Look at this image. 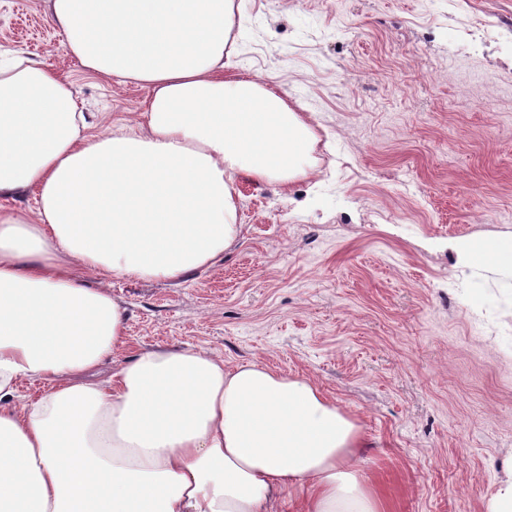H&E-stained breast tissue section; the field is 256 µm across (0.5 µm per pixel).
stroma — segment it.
Masks as SVG:
<instances>
[{"label":"stroma","mask_w":512,"mask_h":512,"mask_svg":"<svg viewBox=\"0 0 512 512\" xmlns=\"http://www.w3.org/2000/svg\"><path fill=\"white\" fill-rule=\"evenodd\" d=\"M233 61L310 119L307 176L236 182L241 234L180 282L110 283L120 365L202 348L311 378L361 430L386 512H489L512 475V0H234ZM48 0H0V51L86 111L146 87L86 71ZM461 248L473 264H510L512 266V247L503 250L492 242L480 241L464 244Z\"/></svg>","instance_id":"obj_1"}]
</instances>
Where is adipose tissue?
<instances>
[{
    "mask_svg": "<svg viewBox=\"0 0 512 512\" xmlns=\"http://www.w3.org/2000/svg\"><path fill=\"white\" fill-rule=\"evenodd\" d=\"M63 48L150 91L91 123L41 63L0 64V512H383L358 425L307 376L126 337L107 281L214 266L241 226L235 183L306 176L312 125L229 73L234 0H52ZM101 277L90 284L89 275ZM50 388L15 402L21 379Z\"/></svg>",
    "mask_w": 512,
    "mask_h": 512,
    "instance_id": "adipose-tissue-1",
    "label": "adipose tissue"
}]
</instances>
